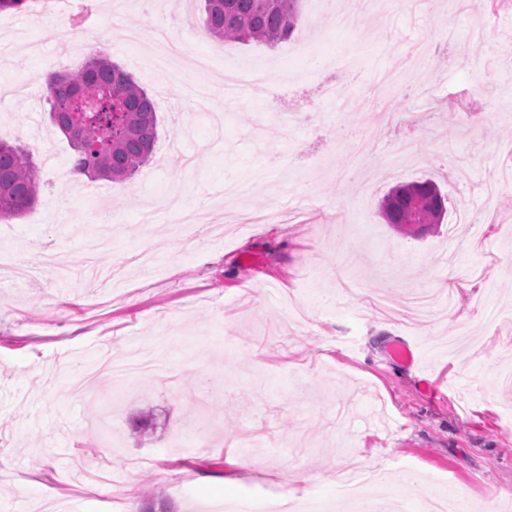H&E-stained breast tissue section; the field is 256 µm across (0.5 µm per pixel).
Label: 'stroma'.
Here are the masks:
<instances>
[{
	"mask_svg": "<svg viewBox=\"0 0 512 512\" xmlns=\"http://www.w3.org/2000/svg\"><path fill=\"white\" fill-rule=\"evenodd\" d=\"M41 2L0 9V84L27 87L0 98V138L32 152L41 184L31 209L0 219V264L15 269L0 288V512H106L77 490L79 472L104 460L105 497L137 499L140 512H213L294 488L352 512L334 482L348 457L376 477L365 496L387 485L411 512L448 492L471 512H512V385L494 383L512 371V183L485 193L512 170V14L491 0H383L339 29L341 0H300L292 35L268 47L196 41L204 0H145L140 11L98 0L97 27L65 58L51 28L71 0H53L35 28ZM162 26L184 48L179 89L138 54ZM418 42L449 64L378 85L392 47ZM299 47L309 78L275 107L247 86L225 100V59L279 73ZM94 51L133 75L158 118L153 160L125 182L96 184L125 227L99 258L106 289L43 262L50 241L81 266L99 228L42 94L50 73L77 70ZM201 54L211 69H197ZM325 81L343 98L327 100ZM198 87L224 116L220 143L196 110ZM295 111L304 120L292 128ZM403 140L415 160L397 168ZM252 179L245 203L201 216L238 214L231 236L187 237L162 210L141 222L149 192L177 189L193 204ZM426 179L447 197L443 221L404 236L380 201ZM147 249V265L132 262ZM444 286L453 302L408 327L373 307L385 288L401 302ZM105 343L115 362L154 354L173 382L137 375L114 386ZM141 415L149 434L134 429Z\"/></svg>",
	"mask_w": 512,
	"mask_h": 512,
	"instance_id": "stroma-1",
	"label": "stroma"
}]
</instances>
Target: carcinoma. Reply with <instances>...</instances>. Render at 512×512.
Here are the masks:
<instances>
[{
	"label": "carcinoma",
	"mask_w": 512,
	"mask_h": 512,
	"mask_svg": "<svg viewBox=\"0 0 512 512\" xmlns=\"http://www.w3.org/2000/svg\"><path fill=\"white\" fill-rule=\"evenodd\" d=\"M203 27L210 35L242 44L274 46L287 39L299 16V0H204ZM50 114L69 139L71 173L89 182H123L151 158L158 139L152 98L131 74L94 53L75 71L46 78ZM37 165L29 152L0 139V217H13L38 199ZM446 211V197L430 180L401 184L383 199L385 223L410 232L417 221L415 197Z\"/></svg>",
	"instance_id": "carcinoma-1"
}]
</instances>
